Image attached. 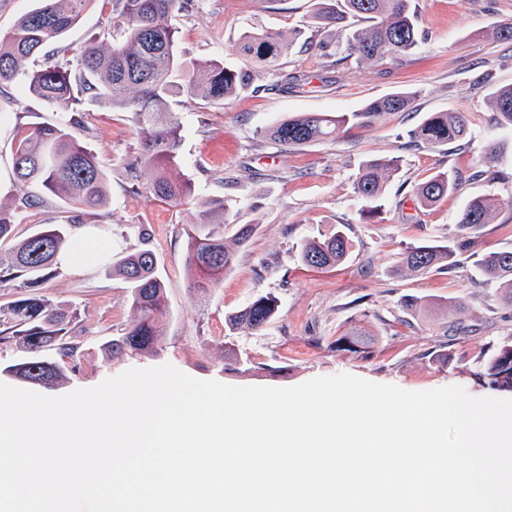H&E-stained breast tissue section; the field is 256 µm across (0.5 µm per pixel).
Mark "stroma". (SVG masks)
Instances as JSON below:
<instances>
[{
    "label": "stroma",
    "mask_w": 512,
    "mask_h": 512,
    "mask_svg": "<svg viewBox=\"0 0 512 512\" xmlns=\"http://www.w3.org/2000/svg\"><path fill=\"white\" fill-rule=\"evenodd\" d=\"M425 40L409 56L364 64L356 58L330 63L318 50L293 46L288 71L307 74L309 84L290 92H251L212 104L198 99L175 104L181 117V165L198 195L239 200L237 222L259 223L258 233L236 253L231 269L208 294L190 288L185 263L187 224L193 213L134 195L124 163L137 141L124 113L95 109L85 146L109 178L107 204L86 215L89 224L112 231V252L154 250L166 283L168 310L161 340L151 356L106 354L104 342L120 335L133 318L128 293L106 274L105 264L60 272L47 283L48 296L79 311L76 369L44 387L47 396L91 388L130 368L171 364L199 380L232 386L291 387L318 376L349 373L381 384L421 391L462 387L489 395L474 377L481 362L512 341V305L473 262L450 272L397 274L401 254L434 240L463 238L459 216L466 201L491 195L499 203L496 223L477 234L478 251L512 250V159L500 179L475 177L485 146L506 138L488 104L493 87L512 85V42L480 38L482 30L512 19V0H416ZM313 10V0H199L173 22L188 61L237 62L240 33L254 27L294 37ZM110 0H92L81 23L53 48L56 61L73 58L86 42L108 38ZM405 88L417 96L408 111L393 112L366 128L335 139L282 147L263 135L277 120L298 112H354L367 102ZM463 112L469 135L438 147L413 142L411 129L432 112ZM66 113L30 95L17 82L0 84V203L39 194L34 184L11 179V141L17 128L54 123ZM396 157L401 169L385 191L379 217L359 214L353 180L362 160ZM460 178L456 191L426 211L415 210L412 187L440 172ZM344 224L352 242L347 262L309 269L298 258L302 244ZM149 239H141L138 226ZM279 302V314L256 334H230L225 316L260 295ZM419 298L406 311L403 298ZM357 328L375 341L370 354L336 351L337 336ZM235 348L253 361L277 367V375L239 374L224 366Z\"/></svg>",
    "instance_id": "obj_1"
}]
</instances>
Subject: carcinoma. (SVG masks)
Segmentation results:
<instances>
[{
  "mask_svg": "<svg viewBox=\"0 0 512 512\" xmlns=\"http://www.w3.org/2000/svg\"><path fill=\"white\" fill-rule=\"evenodd\" d=\"M38 2L0 39V84L19 80L30 94L69 109V116L57 123L17 128L12 140L13 175L17 182L35 184L45 196L61 202L73 219L39 225L14 242L8 260L0 259V288L12 295L11 301L0 304V343H13L26 353L9 372L27 383L48 385L64 377L78 356L73 329L79 312L72 303L46 295L44 288L59 274L57 255L70 246L71 225L82 223L83 215L107 200V174L76 134L88 130L81 110L84 101L91 99L114 112H124L132 123L138 140L133 193L175 208L187 206L196 212L198 224H236L232 200L199 198L191 180L180 175V121L172 104L181 98L220 102L249 90L256 93L260 87L255 82L265 75L272 78V88H301L306 76L286 71L281 63L293 41L265 30L248 29L241 34L235 46L245 60L241 66H226L219 60L187 63L172 19L192 8L196 0H113L119 13L113 20L111 44L93 39L73 63L48 61L42 68L30 70L27 61L75 27L93 0ZM417 21L414 0H316L310 16L313 27L324 36L315 43L323 56L345 53L360 63L396 60L414 52L419 46ZM415 95L414 91H397L350 113L302 112L277 121L266 135L287 147L330 139L343 128L368 127L386 113L408 110ZM489 105L497 124L512 131V85L494 88ZM467 134V118L462 112H433L411 130L415 141L431 147ZM507 149L505 140L490 143L479 175L496 179L497 165ZM399 172L396 157L370 158L358 166L353 186L364 218L382 211L386 184ZM456 186L452 174L438 173L414 187L415 206L427 210ZM35 205L30 195L11 208L0 204V243L13 239L16 211ZM497 217L494 198L477 196L464 205L459 224L475 235ZM256 230L255 224H237L229 242L219 233L185 231V260L195 273L190 287L200 293L216 287L224 271L232 267L235 249L246 246ZM474 244L465 240L448 246L411 247L404 252L399 271L414 275L450 271L458 265L460 251ZM350 251L346 226L339 224L329 233L307 240L299 260L308 268H333L344 263ZM474 263L512 301V250L478 253ZM107 274L126 288L135 316L120 336L103 344V350L114 357L157 352L158 322L167 305L156 254L147 248L126 252L112 259ZM278 313L277 298L261 295L225 317L224 324L233 332L259 333ZM371 346L370 335L359 330L335 341L340 352L366 353ZM224 359L240 373L259 370L232 347ZM476 376L494 390L512 393V344L502 345Z\"/></svg>",
  "mask_w": 512,
  "mask_h": 512,
  "instance_id": "1",
  "label": "carcinoma"
}]
</instances>
